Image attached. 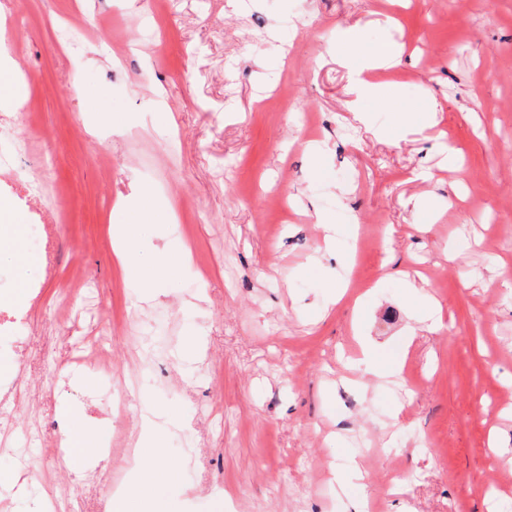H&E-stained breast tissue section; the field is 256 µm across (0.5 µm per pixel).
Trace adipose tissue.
<instances>
[{
  "label": "adipose tissue",
  "mask_w": 512,
  "mask_h": 512,
  "mask_svg": "<svg viewBox=\"0 0 512 512\" xmlns=\"http://www.w3.org/2000/svg\"><path fill=\"white\" fill-rule=\"evenodd\" d=\"M116 207L140 212L148 221L160 226L170 225L174 218V210L169 201L147 187L141 188L134 196L119 199ZM110 233L112 252L127 287L154 296L159 293L163 280L182 275L183 259L187 253L182 240L167 237L165 247L156 260L147 264L138 257L140 239L134 225L115 223L111 225ZM65 419V447L78 450L89 466H96L99 460L94 451L99 438L96 425L90 423L77 409L68 410ZM137 429L140 452L131 465L134 480L126 490L113 495L112 512H133L134 503L144 495L146 488L167 485L174 479L173 474L166 472L162 464L154 415L142 414Z\"/></svg>",
  "instance_id": "adipose-tissue-1"
}]
</instances>
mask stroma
<instances>
[{
  "label": "stroma",
  "mask_w": 512,
  "mask_h": 512,
  "mask_svg": "<svg viewBox=\"0 0 512 512\" xmlns=\"http://www.w3.org/2000/svg\"><path fill=\"white\" fill-rule=\"evenodd\" d=\"M73 16L89 31L76 59L55 44ZM349 31L368 53L399 46L393 94L359 95ZM9 38L27 94L0 96V115L35 155L55 152L62 224L55 278L22 250L0 263V309H32L0 360L23 350L39 385L0 445V512H47L63 480L73 512H111L101 482L132 483L127 451L154 407L181 416L158 420L174 475L159 512L512 500V0H174L162 18L154 0H0ZM82 92L101 122L82 117ZM140 187L173 203L189 249L151 301L125 287L108 232L112 202ZM101 337L104 373L76 361ZM367 347L399 376L364 377ZM68 406L112 444L95 470L31 439Z\"/></svg>",
  "instance_id": "obj_1"
}]
</instances>
